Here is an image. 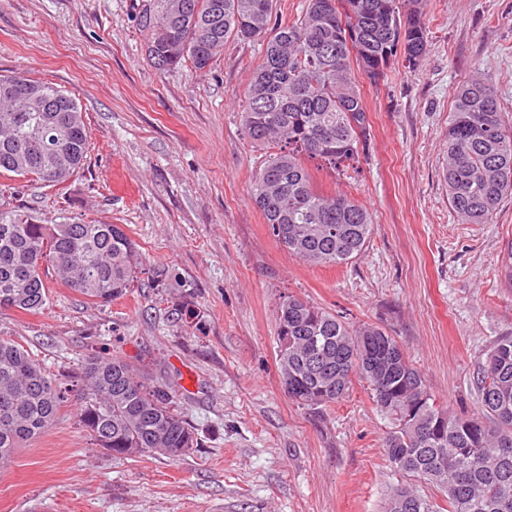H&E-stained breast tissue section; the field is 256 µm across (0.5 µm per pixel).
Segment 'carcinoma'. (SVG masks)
Segmentation results:
<instances>
[{
  "instance_id": "1",
  "label": "carcinoma",
  "mask_w": 512,
  "mask_h": 512,
  "mask_svg": "<svg viewBox=\"0 0 512 512\" xmlns=\"http://www.w3.org/2000/svg\"><path fill=\"white\" fill-rule=\"evenodd\" d=\"M275 0H138L146 53L160 71L211 68L229 39L260 42L263 60L245 93L244 134L274 146L252 179L250 197L277 242L311 265L359 256L373 233L368 209L346 194L317 192L302 157L334 171L359 161L370 139L366 106L352 77L355 63L378 83L398 59L416 69L426 53V0H306L301 15L271 26ZM37 94L64 99L76 123L62 129L48 113L19 111L0 97V177L57 186L84 169L89 132L66 91L21 74ZM38 164L21 170L14 150ZM448 203L465 224H485L512 196V129L506 130L496 89L476 75L454 96L444 167ZM92 303H110L134 287L142 271L136 245L119 224H43L19 206L0 212V307L35 314L49 302L50 271ZM277 363L288 397L329 406L352 379L393 419L386 459L403 478L444 495L447 512H512V337H502L476 370L481 409L457 415L426 394L399 342L383 328H352L293 295L276 311ZM79 426L115 457L153 452L176 460L198 446L176 391L146 381L120 357H92L78 375ZM70 389L51 377L24 346L0 339V469L20 445L43 434ZM408 484L390 487L385 512H441Z\"/></svg>"
}]
</instances>
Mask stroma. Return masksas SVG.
Returning <instances> with one entry per match:
<instances>
[{
	"instance_id": "stroma-1",
	"label": "stroma",
	"mask_w": 512,
	"mask_h": 512,
	"mask_svg": "<svg viewBox=\"0 0 512 512\" xmlns=\"http://www.w3.org/2000/svg\"><path fill=\"white\" fill-rule=\"evenodd\" d=\"M426 24L417 69L398 61L378 85L359 81L371 138L358 172L309 169L317 191L354 198L374 224L361 255L313 266L275 240L249 195L264 151L241 111L262 44L230 40L209 71L162 72L134 0H0V74L66 90L89 130L84 171L57 187L0 185V209L122 225L145 268L109 303L51 278L41 313L0 308V337L59 378L92 356L134 361L174 386L198 437L176 461L117 458L78 427L69 398L0 471V512H383L398 481L382 447L392 424L360 381L317 409L288 398L276 361L288 295L386 329L440 403L478 410L475 369L512 336L500 274L512 199L489 223H460L444 152L454 92L475 73L512 127V0H427ZM184 300L197 325L174 321Z\"/></svg>"
}]
</instances>
